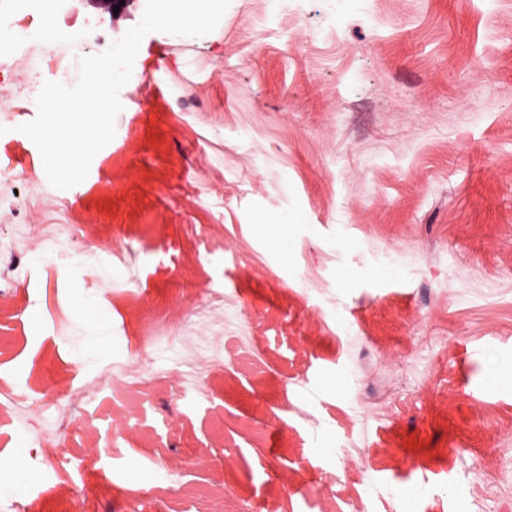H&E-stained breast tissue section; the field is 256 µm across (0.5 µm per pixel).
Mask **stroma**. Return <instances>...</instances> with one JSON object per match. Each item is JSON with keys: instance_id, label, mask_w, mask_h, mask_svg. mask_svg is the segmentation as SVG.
<instances>
[{"instance_id": "35a3bbf8", "label": "stroma", "mask_w": 512, "mask_h": 512, "mask_svg": "<svg viewBox=\"0 0 512 512\" xmlns=\"http://www.w3.org/2000/svg\"><path fill=\"white\" fill-rule=\"evenodd\" d=\"M145 4L115 17L54 0L57 44L109 48ZM10 82L0 196L18 205L0 207V240L39 231L0 252V371L31 397L50 374L87 389L80 414L110 448L67 450L112 487L91 512H129L142 488L168 498L158 454L187 485L182 512L212 478L237 488L241 512H348L358 497L371 512H512V0H231L205 36L149 33L113 140L68 190L19 132L34 115ZM61 224L84 249L67 278L37 260ZM196 288L226 299L198 335L215 348L240 337L266 364L241 359L185 410L195 344L162 347L142 426L122 432L95 376L116 361L139 371L150 316L188 308ZM368 354L390 397L374 417ZM285 404L310 422L274 421ZM245 416L269 435L261 450L239 433ZM41 427L34 410L0 427L6 469L34 470L25 439ZM351 439L367 462L345 472ZM328 467L340 474L323 498Z\"/></svg>"}]
</instances>
